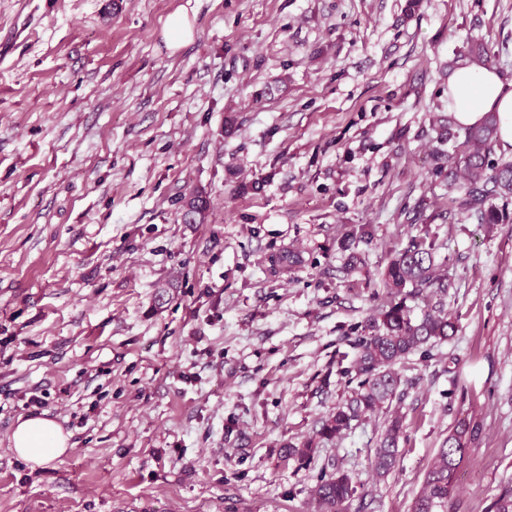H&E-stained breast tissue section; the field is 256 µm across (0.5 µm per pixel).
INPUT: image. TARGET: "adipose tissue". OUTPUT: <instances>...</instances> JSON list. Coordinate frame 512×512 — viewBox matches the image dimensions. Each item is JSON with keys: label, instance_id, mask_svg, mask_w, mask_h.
<instances>
[{"label": "adipose tissue", "instance_id": "obj_1", "mask_svg": "<svg viewBox=\"0 0 512 512\" xmlns=\"http://www.w3.org/2000/svg\"><path fill=\"white\" fill-rule=\"evenodd\" d=\"M448 94L462 126L480 125L488 114H496L497 142L512 153V82H504L494 67L464 61L448 75ZM12 444L20 457L36 466L60 458L70 448L68 435L48 417L19 420Z\"/></svg>", "mask_w": 512, "mask_h": 512}]
</instances>
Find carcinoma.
<instances>
[{"instance_id":"obj_1","label":"carcinoma","mask_w":512,"mask_h":512,"mask_svg":"<svg viewBox=\"0 0 512 512\" xmlns=\"http://www.w3.org/2000/svg\"><path fill=\"white\" fill-rule=\"evenodd\" d=\"M497 116H487L479 126L468 128L465 140L458 146L464 168L469 176V207L478 213L480 223H497V213L485 207L486 199L498 196L512 198V162L488 167L487 156L496 141ZM184 215L204 219L208 209L206 197L194 193L184 200ZM434 244L425 237H414L388 264L385 279L389 287L401 293L419 295L428 288H441L433 274ZM453 322L443 309H432L419 320L411 318L403 301H391L378 316L367 321L364 335L350 345L351 351L341 352L337 364L339 373L354 376L357 387L349 399L336 404V409L322 420L316 436L331 439L339 436L351 422L379 412L384 404L401 396V377L394 365L408 355L450 337ZM475 429L466 421L458 423L448 436L427 473L426 479L412 506V512H449L455 490L456 469L465 458L463 440ZM402 423L397 417L387 421L375 448L373 466L376 474L385 475L396 465ZM357 486L352 477L337 469L322 472L310 495L320 512H340L344 502L354 496ZM493 512H512V487L505 486L496 496Z\"/></svg>"}]
</instances>
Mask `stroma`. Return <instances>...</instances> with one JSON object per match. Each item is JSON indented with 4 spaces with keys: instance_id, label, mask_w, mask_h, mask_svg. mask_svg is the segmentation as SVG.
<instances>
[{
    "instance_id": "1",
    "label": "stroma",
    "mask_w": 512,
    "mask_h": 512,
    "mask_svg": "<svg viewBox=\"0 0 512 512\" xmlns=\"http://www.w3.org/2000/svg\"><path fill=\"white\" fill-rule=\"evenodd\" d=\"M480 46L512 82V0H0V512H313L328 466L358 486L344 512H411L463 419L453 510L490 512L512 485V199L495 224L465 207L448 120ZM425 230L448 288L405 303L453 335L398 364L387 414L286 457L347 398L336 355ZM35 414L71 443L38 468L12 448ZM192 36L193 27L186 14L178 13L170 18L166 33L167 44L170 49L178 48L183 42L190 40ZM402 436V423L399 417L387 420L378 447L375 448L373 466L377 475H385L396 465L399 455V441Z\"/></svg>"
}]
</instances>
